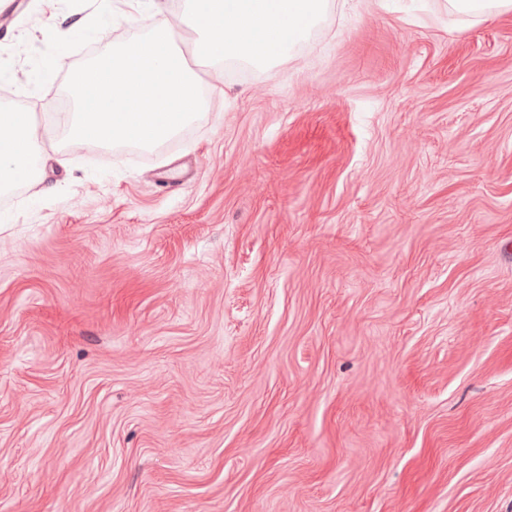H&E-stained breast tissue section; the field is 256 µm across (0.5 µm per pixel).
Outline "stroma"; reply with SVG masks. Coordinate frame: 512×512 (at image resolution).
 I'll return each mask as SVG.
<instances>
[{"instance_id":"stroma-1","label":"stroma","mask_w":512,"mask_h":512,"mask_svg":"<svg viewBox=\"0 0 512 512\" xmlns=\"http://www.w3.org/2000/svg\"><path fill=\"white\" fill-rule=\"evenodd\" d=\"M182 0H25L0 104ZM131 156L0 199V512H512V19L338 2Z\"/></svg>"}]
</instances>
